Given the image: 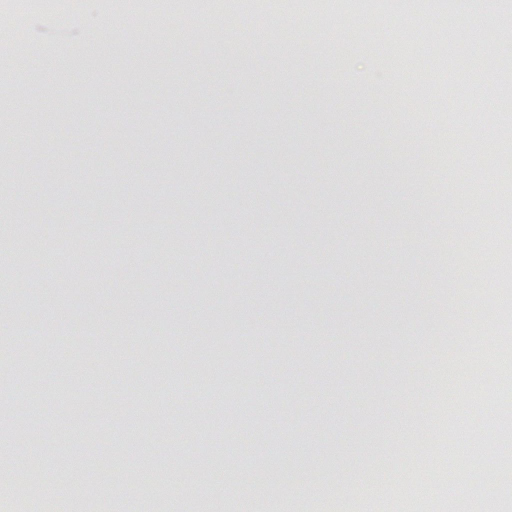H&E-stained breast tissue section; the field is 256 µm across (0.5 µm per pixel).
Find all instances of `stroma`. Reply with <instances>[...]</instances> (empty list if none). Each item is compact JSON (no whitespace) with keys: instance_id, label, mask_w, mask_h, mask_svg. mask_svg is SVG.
Segmentation results:
<instances>
[{"instance_id":"stroma-1","label":"stroma","mask_w":512,"mask_h":512,"mask_svg":"<svg viewBox=\"0 0 512 512\" xmlns=\"http://www.w3.org/2000/svg\"><path fill=\"white\" fill-rule=\"evenodd\" d=\"M137 16L135 0H77L30 8L17 26L0 8V28H17L10 67L44 72L0 111V181L13 186L0 197V309L12 315L0 366L43 354L0 376V466L38 459L43 491L0 497V512H44L47 492L57 512H151L158 474L165 512H396L389 470L430 488L427 512H512L499 466L500 497L458 496L476 452L448 439L449 416L470 431L473 403L490 417L512 399V371L474 381L458 367L512 348V319L470 310L512 294V183L485 163L500 144L485 108L496 86L474 92L467 74L472 32L501 27L512 0H458L444 17L425 6L432 56L403 41V17L338 0H215L209 40L245 28L254 45L227 58L176 53L158 17L138 47L113 43L111 27ZM360 60L425 94L391 89V109L374 113L369 78L346 79ZM20 115L29 136L11 134ZM418 132L430 149L450 140L458 185L481 179L503 202L471 215L489 265L483 289L454 296L467 335L447 352L446 304L419 296L415 250L428 232L452 235L426 215L448 187L429 182L416 205L403 192ZM20 222L55 268L24 288ZM149 333L160 348L145 387ZM412 415L436 425L408 428Z\"/></svg>"}]
</instances>
